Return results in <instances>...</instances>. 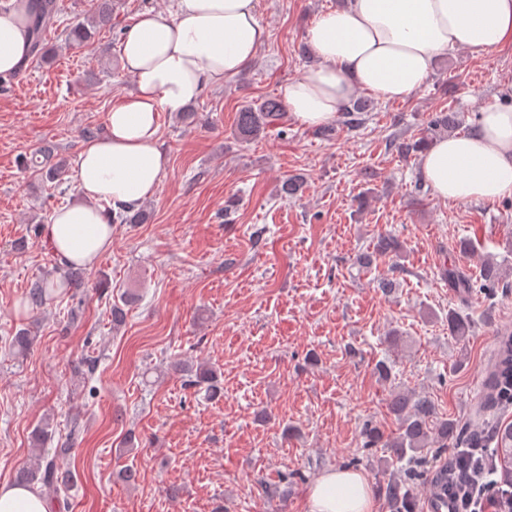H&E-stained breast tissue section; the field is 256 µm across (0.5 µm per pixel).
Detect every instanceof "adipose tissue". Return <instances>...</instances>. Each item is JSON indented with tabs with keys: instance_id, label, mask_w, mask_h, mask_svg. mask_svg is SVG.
I'll list each match as a JSON object with an SVG mask.
<instances>
[{
	"instance_id": "adipose-tissue-1",
	"label": "adipose tissue",
	"mask_w": 512,
	"mask_h": 512,
	"mask_svg": "<svg viewBox=\"0 0 512 512\" xmlns=\"http://www.w3.org/2000/svg\"><path fill=\"white\" fill-rule=\"evenodd\" d=\"M27 0L0 10V74L26 59ZM258 0H169L139 15L120 46L132 89L113 106L105 135L81 145L79 199L55 210L43 233L60 265L91 267L112 247L106 207L153 197L167 166L159 116L181 111L209 86L253 66L268 32ZM318 58L285 84L283 97L305 126L335 120L357 91L403 99L424 85L438 58L460 48L481 55L512 44V0H347L306 32ZM424 181L440 198L495 202L512 197V106H490L474 130L435 140L423 152ZM309 512H375L366 477L331 470L308 490Z\"/></svg>"
}]
</instances>
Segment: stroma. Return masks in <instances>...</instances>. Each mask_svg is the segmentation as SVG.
I'll return each mask as SVG.
<instances>
[{
	"label": "stroma",
	"mask_w": 512,
	"mask_h": 512,
	"mask_svg": "<svg viewBox=\"0 0 512 512\" xmlns=\"http://www.w3.org/2000/svg\"><path fill=\"white\" fill-rule=\"evenodd\" d=\"M337 2L259 0L269 38L257 64L202 92L196 126L163 115L168 165L148 221L116 225L76 296L38 315L21 298L55 258L34 228L77 191L74 175L45 183L23 160L51 142L77 164L83 129H104L132 87L125 31L167 0H119L90 48L65 41L88 0H64L46 33L54 61L29 60L0 86V484L31 463V432L46 420L55 447L81 428L69 512H308L307 490L325 471L387 482L390 453L365 447L362 431L370 422L396 435L392 393L429 397L462 430L479 426L474 405L495 338L512 327V292L464 303L442 271L453 262L475 275L489 261L512 282V198L454 203L416 190L419 160L393 143L442 109L458 112L465 134L483 108L512 105V46L453 51L409 97L375 99L355 132L326 140L288 117L256 141L235 140L241 106L281 98L310 66L306 31ZM291 175L304 187L287 199L277 187ZM381 232L399 239L401 257L363 267ZM464 237L476 244L466 256L454 250ZM128 292L136 300L113 327ZM452 308L472 321L466 341L448 333ZM24 327L37 341L18 359L8 342ZM381 360L390 379L375 371ZM176 361L216 369L223 397L185 388Z\"/></svg>",
	"instance_id": "35a3bbf8"
}]
</instances>
